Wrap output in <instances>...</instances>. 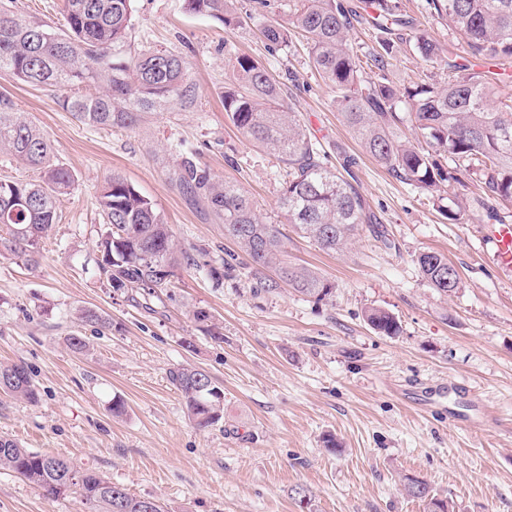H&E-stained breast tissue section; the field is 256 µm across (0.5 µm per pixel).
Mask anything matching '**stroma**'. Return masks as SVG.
Returning a JSON list of instances; mask_svg holds the SVG:
<instances>
[{
	"instance_id": "35a3bbf8",
	"label": "stroma",
	"mask_w": 512,
	"mask_h": 512,
	"mask_svg": "<svg viewBox=\"0 0 512 512\" xmlns=\"http://www.w3.org/2000/svg\"><path fill=\"white\" fill-rule=\"evenodd\" d=\"M295 0H235L239 25L185 11L183 0H134L131 48L184 53L197 85L195 104L148 113L127 128L95 127L62 107L60 92L0 75V93L49 137L54 159L75 185L57 202L59 219L33 260L0 256V363H22L39 397L0 395V436L30 450L90 466L171 512H426L400 479L425 481L449 512H512V275L499 273L478 225L512 220V202L488 195L479 175L459 172L451 191L482 200L476 216L448 223L437 198L401 182L361 147L336 110V91L316 73L307 38L291 30L268 52L261 29L289 24ZM264 66L284 100L316 137L331 166L356 160L353 184L376 221L344 251L326 253L289 224L279 206L286 170L227 119L224 86L238 57ZM387 71L403 86L444 81L448 73L398 42ZM214 178L239 183L265 224L276 225L288 262L332 287L315 301L288 286L268 293L241 275L215 285L208 262L237 252L224 221L183 195L174 178L182 158ZM121 173L170 225L176 243L201 261L177 268L167 296L138 303L112 291L96 264L104 231L96 195ZM434 250L460 274L443 296L416 258ZM380 307L400 332L376 333L365 312ZM112 319L98 331L80 309ZM206 310L210 324L194 320ZM216 325L222 340L213 339ZM83 337L81 353L68 346ZM204 369L224 390V420L206 430L189 420L169 372ZM458 382L485 401L478 425L425 414L412 397ZM122 401V415L112 412ZM335 448H327L326 438ZM0 512H95L80 495H44L0 468Z\"/></svg>"
}]
</instances>
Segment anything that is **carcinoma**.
<instances>
[{"label":"carcinoma","mask_w":512,"mask_h":512,"mask_svg":"<svg viewBox=\"0 0 512 512\" xmlns=\"http://www.w3.org/2000/svg\"><path fill=\"white\" fill-rule=\"evenodd\" d=\"M184 9L213 18L228 30L237 25L231 0H183ZM430 13L448 23L462 52L483 62L479 70L447 57L429 33L388 5L387 0H296L291 24L312 44V64L336 89V108L365 150L393 176L422 192L434 194L441 213L453 224L466 220L467 210L456 198L441 194L442 185L458 180L460 169L479 170L486 191L512 200V95L501 86L512 75L490 66L512 59V0H426ZM64 22L56 27L34 16L19 14L0 0V73L33 87L63 92L62 105L81 122L100 127H130L145 112L171 105L189 108L197 97L190 62L166 50L124 55L133 29V0H65ZM369 22L383 34L381 51L370 55L373 67L387 70L394 39L412 33L410 41L423 60L442 63L448 80L414 83L403 88L385 78L373 79L360 64L351 43L354 24ZM288 28L269 24L266 45L276 51L288 43ZM235 84L224 88V112L248 140L263 147L287 168L280 207L288 221L327 253L374 215L354 185L328 164L320 143L311 138L298 115L284 104L281 87L266 69L248 57L233 66ZM410 124L416 137L433 152L425 153L395 127ZM0 152L39 172L33 181L0 179V254L30 257L57 220L56 202L69 193L72 174L53 160L46 134L14 102L0 95ZM454 167H448V162ZM176 182L182 192L201 196L224 217V237L245 254H235L210 267L220 285L246 267L274 292L280 283L318 301L331 286L307 268L283 259L284 242L273 224L261 223L250 198L233 181L217 180L189 158L178 163ZM28 199V205L19 203ZM96 202L105 231L98 244V267L113 291L132 290L143 297L168 294L177 267H200L193 254L177 247L171 229L155 204L119 173L101 187ZM424 278L446 295L459 288L460 276L446 256L425 251L417 257ZM276 265L277 278L264 271ZM81 321L112 328V319L83 309ZM369 326L385 336L399 332L396 318L372 307ZM172 385L184 398L188 415L204 430L224 421L222 391L203 369L180 366L169 371ZM0 394L34 402L37 391L21 363L0 364ZM0 468H7L44 493L59 497L71 491L101 506L103 512H166L154 498L137 497L92 468L69 459L33 452L14 439L0 436ZM402 492L426 504L428 512H448L447 504L429 485L403 478Z\"/></svg>","instance_id":"1"}]
</instances>
